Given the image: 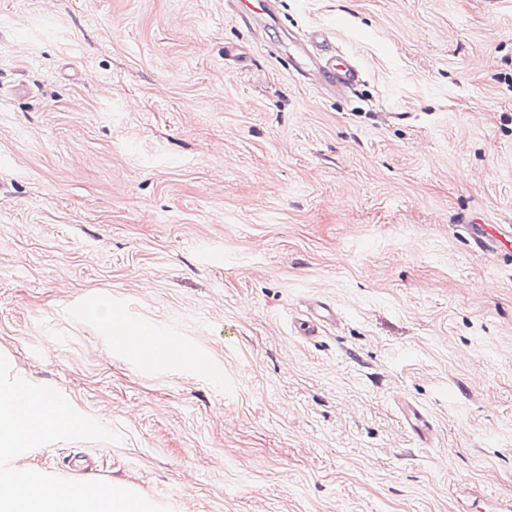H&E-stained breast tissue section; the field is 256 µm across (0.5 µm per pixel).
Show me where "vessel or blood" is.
Instances as JSON below:
<instances>
[{
  "instance_id": "1",
  "label": "vessel or blood",
  "mask_w": 512,
  "mask_h": 512,
  "mask_svg": "<svg viewBox=\"0 0 512 512\" xmlns=\"http://www.w3.org/2000/svg\"><path fill=\"white\" fill-rule=\"evenodd\" d=\"M288 39L295 47L292 59L296 70L304 74L308 69H315L321 89L346 92L361 82L362 72L354 59L326 51L323 30L317 29L304 34L292 32ZM458 221L465 225L474 252L485 254L503 250L512 259L511 224H486L466 214L459 215ZM335 320L334 307L315 301L309 303L304 313L295 319L294 329L299 336L311 339L319 336L325 325L334 323ZM160 353L163 360L177 366L191 362L196 357L194 348L185 343L161 345Z\"/></svg>"
}]
</instances>
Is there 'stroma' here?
Returning <instances> with one entry per match:
<instances>
[{
  "label": "stroma",
  "instance_id": "35a3bbf8",
  "mask_svg": "<svg viewBox=\"0 0 512 512\" xmlns=\"http://www.w3.org/2000/svg\"><path fill=\"white\" fill-rule=\"evenodd\" d=\"M316 27L354 93L295 75ZM464 212L512 225V0H0V355L123 434L13 467L173 512L512 502V267ZM139 322L201 364L141 368ZM336 321V309L327 303L315 301L308 304L303 314L294 321V330L299 336L312 339L319 336L325 325Z\"/></svg>",
  "mask_w": 512,
  "mask_h": 512
}]
</instances>
